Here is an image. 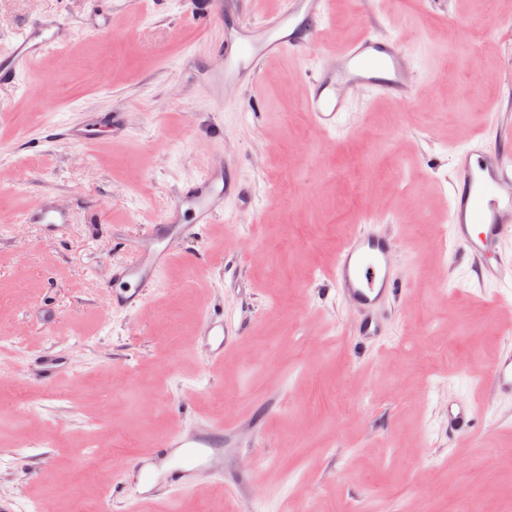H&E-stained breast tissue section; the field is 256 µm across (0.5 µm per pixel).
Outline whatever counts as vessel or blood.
Segmentation results:
<instances>
[{
  "mask_svg": "<svg viewBox=\"0 0 512 512\" xmlns=\"http://www.w3.org/2000/svg\"><path fill=\"white\" fill-rule=\"evenodd\" d=\"M109 2L89 0V35L111 30ZM322 19V0H283L282 7L265 17L259 28L221 51L224 68L217 75V82H250L259 76V63L285 53L300 55L312 47L311 34ZM67 38L66 22L60 18H45L22 28L9 47L0 50V83L18 80L45 51L63 45ZM331 58V63L310 76L306 85L305 110L322 133H334L340 126L346 107L343 88L366 86L402 103L412 101L410 57L397 40L374 36L367 29L357 41L333 52ZM242 194V189L225 180L223 160L212 161L199 179L181 190L158 224L152 225L150 237L137 251L136 261L113 270L109 281L113 306L128 308L139 304L142 284L157 280L175 258L170 241H202L208 225L223 216L225 197ZM448 211L452 246L482 260L483 276L496 279L498 267L487 263L486 256L498 252L501 242L512 238V149L479 136L470 139L456 155ZM23 221L68 224L72 217L47 198L28 211ZM397 248L394 238L363 224L336 254L327 281L356 313L351 334L355 344L384 335L385 306L403 291L391 270ZM203 334L213 364L221 362L225 352L241 339L239 329L226 324L223 314L216 312L204 317ZM490 385L496 394L512 396V348L501 352L490 372ZM475 417L474 406L449 403V432L471 431ZM232 444L230 434L220 424L209 425L192 436L175 434L164 438L157 456L165 461V469L156 473L140 460L129 463L141 480L134 488L136 497H151L158 480L175 487L187 485L197 470L219 463Z\"/></svg>",
  "mask_w": 512,
  "mask_h": 512,
  "instance_id": "obj_1",
  "label": "vessel or blood"
}]
</instances>
